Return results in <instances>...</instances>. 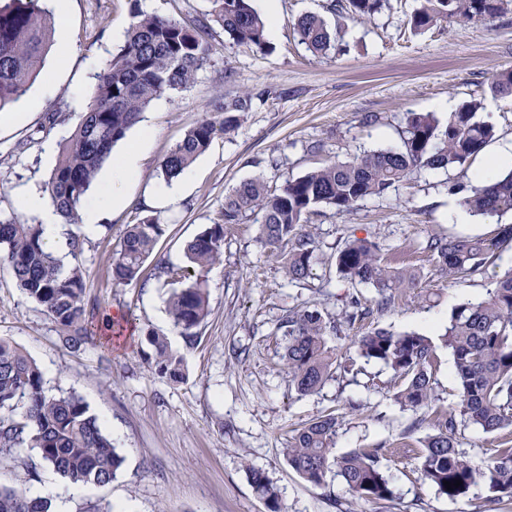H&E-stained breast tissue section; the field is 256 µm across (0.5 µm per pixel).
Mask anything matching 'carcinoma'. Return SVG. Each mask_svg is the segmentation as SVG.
I'll list each match as a JSON object with an SVG mask.
<instances>
[{
	"instance_id": "obj_1",
	"label": "carcinoma",
	"mask_w": 512,
	"mask_h": 512,
	"mask_svg": "<svg viewBox=\"0 0 512 512\" xmlns=\"http://www.w3.org/2000/svg\"><path fill=\"white\" fill-rule=\"evenodd\" d=\"M207 17L191 26L176 19L136 11L126 39L96 74L80 122L59 155L45 190L67 224L81 221V208L100 168L113 147L141 121L152 102L182 91L193 83L209 61L211 45L201 31L218 23L236 45L259 51L267 47L266 21L250 0H210ZM389 7V0H334L331 9L352 19L369 20ZM512 9V0H423L410 18L422 30L442 20L470 23L492 18ZM295 29L300 41L316 55L338 48L342 29L330 28L316 14L299 17ZM52 42V24L39 0H0V111L24 97L38 78ZM492 89L512 96V71L500 73ZM252 108L244 94L221 103V117H203L160 164L161 175L171 180L190 168L219 138L238 128L242 114ZM480 103L465 102L448 113L446 123L432 113L407 114L399 132L398 148L376 150L347 162H330L271 193L263 180L240 183L224 198L222 222L213 224L187 245L188 261L199 269L219 263L224 255V233L252 215L259 217L260 239L273 249H287L285 270L292 282L312 275L317 245L305 228L306 216L325 205L341 214L369 196H382L397 183L426 169L464 167L496 135L493 124L477 119ZM69 104L62 102L44 113L40 130L65 123ZM470 213L484 218L512 214V169L486 185H475L460 200ZM164 229L147 216L129 224L119 249L113 253L111 274L118 284L139 279L145 258L153 251ZM42 225L14 218L0 221V264L8 265L21 288L66 333L74 348L97 341L99 320L87 312L86 282L80 266L63 270L62 260L45 251ZM512 241V224H501L495 236L432 237L427 253L441 272L453 279L469 276L496 258L502 244ZM336 270L342 280L375 288L377 308L395 304L415 275L392 265L381 245L368 238L347 241L336 252ZM169 281L181 284L168 300V314L186 346L199 339L197 328L209 314L208 295L201 282L184 284L188 270L161 268ZM353 311L344 320L317 309H290L285 328L284 360L288 381L301 395L317 393L336 372L338 358L327 336L338 334L343 323H352L370 310L351 301ZM158 373L171 379L181 376V358L162 336L149 333ZM440 340L452 351L455 380L461 393L459 411L433 407L437 401L432 372L435 344L425 334L393 333L374 329L355 339L360 357L382 364L404 380L395 400L413 411L426 410L417 422L429 433L419 448H397L392 454L415 456L422 476L438 493L451 499L481 484L488 495V509L496 512L512 504V441L500 443L485 467L475 466L460 450L458 423L486 433L512 428V270L495 281L487 298L455 307ZM342 424L334 414L319 416L296 430L283 449L289 466L314 487L325 484L327 473L340 477L353 498L387 504L394 490L381 459L382 448H354L342 456L334 453ZM32 448L41 462L72 484L106 485L115 478L123 459L104 434L96 416L75 393L51 394L36 363L11 341L0 338V450ZM251 484L268 512H285L276 487L266 473L248 468ZM460 480L457 488L444 482ZM50 501L32 498L20 488L0 487V512H51Z\"/></svg>"
}]
</instances>
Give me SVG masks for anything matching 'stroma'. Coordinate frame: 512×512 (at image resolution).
Returning <instances> with one entry per match:
<instances>
[{
	"label": "stroma",
	"instance_id": "stroma-1",
	"mask_svg": "<svg viewBox=\"0 0 512 512\" xmlns=\"http://www.w3.org/2000/svg\"><path fill=\"white\" fill-rule=\"evenodd\" d=\"M330 3L279 0L278 26L268 32L262 51L235 45L212 27L211 63L186 90L160 97L145 113L152 135L125 206L106 214L94 234L73 228L83 243L75 262L84 272L88 308L124 326L109 354L91 343L71 348L18 288L10 268L0 265V337L38 364L49 393L81 396L123 459L111 483L86 485L74 495L36 451L5 450L0 485L43 493L52 507L67 503L68 512H91L107 503L113 512H267L247 473L254 466L274 483L286 512H379L374 503L347 495L335 475H327L322 487L306 483L283 450L295 429L331 412L343 418L339 455L353 448L390 451L423 437V430L410 428L415 412L394 399L402 380L359 357L354 339L376 328L438 337L455 306L486 298L496 279L512 269V242L502 245L499 259L458 280L437 272L420 248L431 236L495 234V220L475 216L459 224L451 218L474 185L481 160L463 169L422 171L343 214L316 207L307 223L320 261L301 283L289 281L281 254L260 242L255 220L234 225L224 236L222 262L191 274L204 282L210 309L194 348H186L171 325V286L158 273L165 263L186 265L187 242L220 222L225 196L241 182L259 178L275 190L327 162L399 147L407 113L432 112L444 121L448 105L476 99L478 118L495 127L494 146L512 143V96L491 89L496 75L512 70V11L416 31L409 19L420 0H391L390 9L369 21L334 13ZM136 9L189 22L203 18L210 4L69 0V56L59 64L47 54L27 99L11 106L23 120L0 126V219L20 215L18 188L43 190L65 138L81 120L95 73L123 44ZM309 13L342 26L339 51L319 57L300 42L294 23ZM245 93L253 96L251 110L234 134L214 141L193 163L178 206L154 207L150 197L164 182L162 160L207 111ZM62 100L70 105L66 124L41 132L43 113ZM145 216L157 217L165 232L140 280L115 283L112 254L125 226ZM354 236L391 248L397 266L416 273L417 285L390 309L330 337L341 370L319 393L298 394L284 370V336L277 325L294 308L341 316L349 293L366 304L375 299L373 287L347 283L336 273L334 255ZM150 332L166 337L182 356V378L158 374L145 339ZM383 465L395 492L389 512L485 510L483 486L451 499L422 477L415 460L389 454Z\"/></svg>",
	"mask_w": 512,
	"mask_h": 512
}]
</instances>
